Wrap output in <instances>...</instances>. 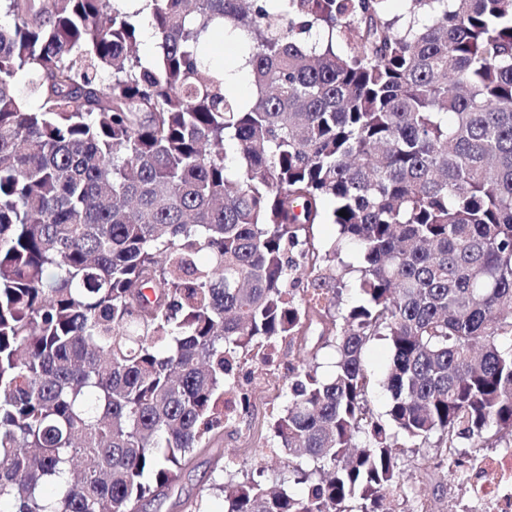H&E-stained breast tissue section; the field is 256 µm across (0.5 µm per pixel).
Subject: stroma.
<instances>
[{"label": "stroma", "instance_id": "obj_1", "mask_svg": "<svg viewBox=\"0 0 512 512\" xmlns=\"http://www.w3.org/2000/svg\"><path fill=\"white\" fill-rule=\"evenodd\" d=\"M296 346L288 341L278 344L277 361L273 366L250 364L253 394L249 407L253 415L250 432L225 430L214 441V450L198 451L183 471L170 498L148 504L145 512H181L178 499L203 497L208 512H222L224 502L217 486L233 479L242 481L254 475L256 468H264L268 483L274 484L289 475L290 455L278 447L267 430L272 415L285 406L290 394V378L295 364ZM390 359L387 340L376 338L364 351V362L371 379V408L375 415H384L388 397L383 380ZM223 453L224 468L214 467L215 453ZM439 449L416 448L405 443L401 448L404 463L405 489L388 494L389 512H408L410 501L424 499L440 505L448 500L451 481L447 468L438 467Z\"/></svg>", "mask_w": 512, "mask_h": 512}]
</instances>
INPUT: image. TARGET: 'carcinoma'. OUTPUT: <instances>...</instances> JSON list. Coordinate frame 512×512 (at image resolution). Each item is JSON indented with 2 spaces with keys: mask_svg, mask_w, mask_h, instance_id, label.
<instances>
[{
  "mask_svg": "<svg viewBox=\"0 0 512 512\" xmlns=\"http://www.w3.org/2000/svg\"><path fill=\"white\" fill-rule=\"evenodd\" d=\"M127 2L0 0V512H140L297 336L271 429L304 490L224 512H384L399 438H512V0H152L150 59ZM390 359V348L387 340L375 338L370 341L364 351V362L371 379V408L376 416L385 414L388 397L383 388V380Z\"/></svg>",
  "mask_w": 512,
  "mask_h": 512,
  "instance_id": "1",
  "label": "carcinoma"
}]
</instances>
